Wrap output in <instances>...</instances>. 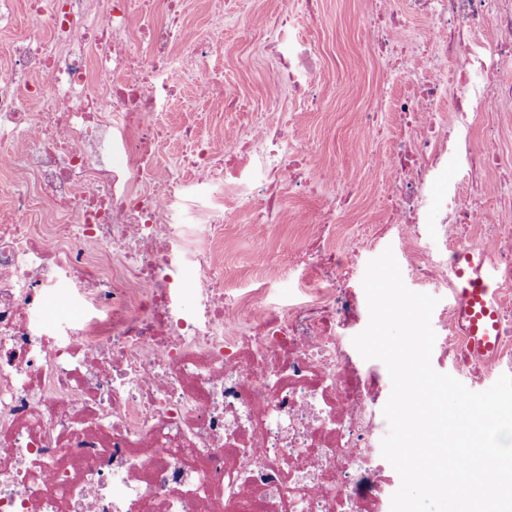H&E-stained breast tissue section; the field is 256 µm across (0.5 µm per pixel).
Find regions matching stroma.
I'll return each instance as SVG.
<instances>
[{"instance_id":"stroma-1","label":"stroma","mask_w":512,"mask_h":512,"mask_svg":"<svg viewBox=\"0 0 512 512\" xmlns=\"http://www.w3.org/2000/svg\"><path fill=\"white\" fill-rule=\"evenodd\" d=\"M11 13L0 15V69L9 68V46L13 41L33 34L49 39L44 21L28 11L26 0H12ZM285 0H224V41L211 60V65L237 88L240 104L224 105L222 97H214L207 110L221 118L225 132L242 133L253 112L265 113L269 122L285 123L296 119L303 140L322 145L326 164L335 166L338 180L356 178L367 184V197L336 221L351 227L374 223L376 214L371 196L381 190L387 172H364L355 165V157L372 152H385L380 140L364 141L357 134L360 112L375 106V87L390 92L406 90L405 78L388 73L384 62L377 60L363 37V20L376 9L377 0H314L306 4L298 0L293 14L294 24L303 37L312 39L326 54L327 65L318 82L324 107L317 112L306 111L287 91L269 88L270 64L261 38L243 41L236 30L237 20L249 16L254 24L271 32L280 22Z\"/></svg>"}]
</instances>
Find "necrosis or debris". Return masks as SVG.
<instances>
[{
	"instance_id": "1",
	"label": "necrosis or debris",
	"mask_w": 512,
	"mask_h": 512,
	"mask_svg": "<svg viewBox=\"0 0 512 512\" xmlns=\"http://www.w3.org/2000/svg\"><path fill=\"white\" fill-rule=\"evenodd\" d=\"M53 40L15 42L0 71V512H390L401 480L381 454L388 424L380 368L349 339L362 323L355 282L363 252L388 238L420 281L452 286L462 248L499 271L497 343L471 352L457 304L434 313L435 363L479 383L512 374V197L429 190L449 156L468 176L512 175L484 115L512 107V0H404L403 19L365 28L388 58L406 18L424 30L414 89L380 97L398 133L380 223L350 244L333 202L335 171L316 146L255 117L246 137L211 147V130L165 112L185 81L197 103L236 94L209 63L224 36L180 23L183 0H29ZM266 48L278 87L318 110L319 50L282 20ZM183 152L162 153L166 140ZM309 201L285 213L284 195ZM299 236L261 256V284L227 285L226 225L282 221ZM440 230L443 262L424 247ZM299 273L288 304L267 300L283 263ZM70 285L73 318L37 319ZM193 307H186L185 295Z\"/></svg>"
}]
</instances>
